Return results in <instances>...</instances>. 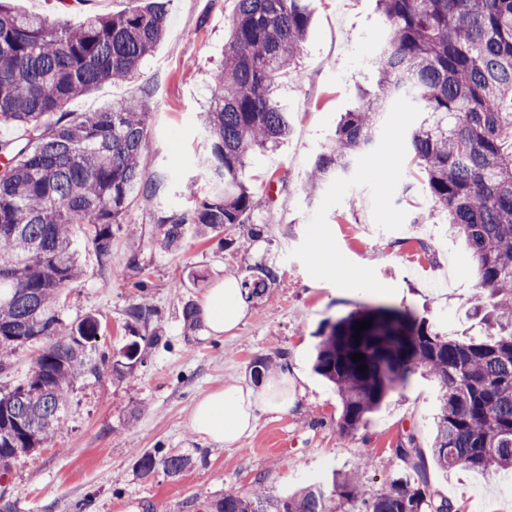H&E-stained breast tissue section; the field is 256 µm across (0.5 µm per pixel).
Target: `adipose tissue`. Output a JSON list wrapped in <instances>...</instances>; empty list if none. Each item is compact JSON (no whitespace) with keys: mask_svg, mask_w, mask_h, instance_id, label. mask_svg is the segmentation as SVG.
I'll return each instance as SVG.
<instances>
[{"mask_svg":"<svg viewBox=\"0 0 512 512\" xmlns=\"http://www.w3.org/2000/svg\"><path fill=\"white\" fill-rule=\"evenodd\" d=\"M248 314L236 279L209 289L199 308L203 335L236 329ZM291 406L287 380H270L261 388L237 381L203 393L190 414L191 429L208 442L230 446L250 434L261 412L287 413Z\"/></svg>","mask_w":512,"mask_h":512,"instance_id":"ef3b65f1","label":"adipose tissue"}]
</instances>
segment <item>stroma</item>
I'll return each instance as SVG.
<instances>
[{
  "label": "stroma",
  "mask_w": 512,
  "mask_h": 512,
  "mask_svg": "<svg viewBox=\"0 0 512 512\" xmlns=\"http://www.w3.org/2000/svg\"><path fill=\"white\" fill-rule=\"evenodd\" d=\"M144 0H14L17 9L51 23L79 24L89 14H116ZM234 0H171L167 29L135 82L112 83L72 101L74 114L96 112L136 97L149 112L148 148L140 165L156 193L132 195L124 222L112 230V251L99 265L83 227L74 245L86 273L65 288V323L96 315L101 330L90 359H120L131 342L127 310L148 297L151 325L163 337L144 364L123 374L104 369L80 377L62 428L15 462L0 478L17 512H207L211 498L232 490L274 501L299 488L329 482L333 472L359 471L368 492L384 487L391 457L405 433L430 450L437 383L413 378L352 434L340 433V400L312 369L324 320L385 306L409 308L438 329L478 336L475 273L465 245L442 218L411 163L408 136L425 118L419 102L399 96L386 114L370 154L339 177L311 187L308 175L332 144L343 113L377 91L373 60L383 44L377 0H312V22L299 58L302 80L284 79L290 133L278 147L255 153L242 180L257 205L246 224L222 235L188 230L179 245L157 244L161 218L189 212L211 196L214 183L199 159L205 135L199 115L211 96L210 75L224 53ZM262 225L261 238L248 227ZM137 267H130V259ZM276 260L275 285L249 302L234 333L201 335L183 318L209 288L246 266ZM146 289H139V282ZM270 358L271 374L297 382L285 414H259L252 434L232 447L201 439L189 424L198 396L251 377L254 357ZM146 452L189 458L179 474L141 475ZM432 491L458 512H512L497 476L427 464Z\"/></svg>",
  "instance_id": "1"
}]
</instances>
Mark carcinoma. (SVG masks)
<instances>
[{
	"instance_id": "cac0c4a2",
	"label": "carcinoma",
	"mask_w": 512,
	"mask_h": 512,
	"mask_svg": "<svg viewBox=\"0 0 512 512\" xmlns=\"http://www.w3.org/2000/svg\"><path fill=\"white\" fill-rule=\"evenodd\" d=\"M386 20L375 64L378 91L348 112L329 150L309 176L315 187L346 171L372 146L393 99L416 95L433 121L410 134V152L424 173L432 211L463 238L478 275L475 314L482 338L444 333L408 310L374 309L325 323L314 370L330 382L342 405L339 427L357 430L390 393L417 371L438 381L432 456L448 473L512 469V0H377ZM311 22L310 0H236L224 60L212 77L202 128L203 166L224 184L189 215L160 220L162 247H174L193 224L221 232L245 223L256 206L240 178L249 157L290 132L288 105L278 95L282 76L301 79L297 61ZM167 24L163 0L80 25L50 24L0 0V123L24 130L0 140V347L43 344L27 379L0 390V473L42 447L61 428L70 391L100 363L87 357L100 324L89 314L69 326L61 317L62 290L84 273L72 247L76 226L88 230L106 264L112 226L124 223L136 192L153 193L140 168L149 113L143 102H115L80 118L68 103L101 85L132 79L152 55ZM271 260L246 269L240 288L249 301L277 282ZM154 309L145 297L127 310L133 331L122 372L159 343L149 329ZM372 321L354 338V324ZM360 353L364 359L355 361ZM366 365L360 371V365ZM398 461L385 489L369 495L359 475L342 473L331 486L311 484L267 503L234 491L213 500L210 512H336L332 502L360 512H453L430 491L424 453L413 433L395 448ZM188 458L146 453L142 475L157 467L181 472Z\"/></svg>"
}]
</instances>
